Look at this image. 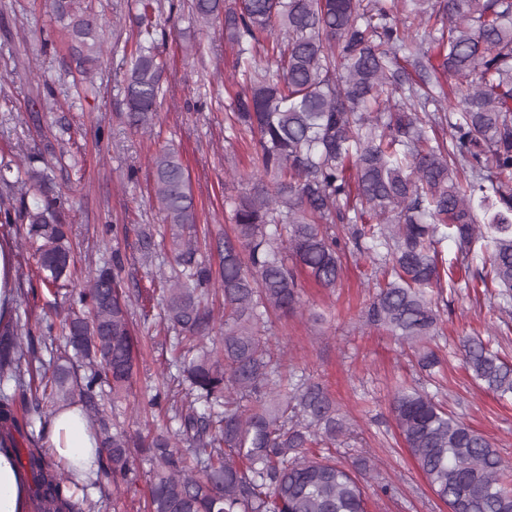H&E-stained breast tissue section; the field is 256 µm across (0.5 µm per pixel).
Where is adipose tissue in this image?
<instances>
[{
    "label": "adipose tissue",
    "mask_w": 512,
    "mask_h": 512,
    "mask_svg": "<svg viewBox=\"0 0 512 512\" xmlns=\"http://www.w3.org/2000/svg\"><path fill=\"white\" fill-rule=\"evenodd\" d=\"M49 456L76 468L89 480L101 450L96 436L78 407H60L51 415L44 440ZM0 512H28L26 485L11 448L0 450Z\"/></svg>",
    "instance_id": "1"
}]
</instances>
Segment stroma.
<instances>
[{
  "label": "stroma",
  "instance_id": "stroma-1",
  "mask_svg": "<svg viewBox=\"0 0 512 512\" xmlns=\"http://www.w3.org/2000/svg\"><path fill=\"white\" fill-rule=\"evenodd\" d=\"M94 3L109 39L87 81L46 0H0V160H20L31 151L51 163L59 202L73 227L79 268L111 261L116 249L124 255L126 286L142 294L131 307L139 367L132 394L116 411L129 433L144 434L161 423L132 409L155 394L171 357L169 341L157 327L160 295L149 280L170 259L166 230L151 202L150 159L160 147L175 148L190 175L201 252L214 265L220 262L216 242L230 228L226 200L242 190L233 175L250 165L224 121V81L234 73L236 57L221 26L202 29L190 23V0H157L156 41L168 68L159 117L150 133L141 134L129 129L123 112L126 58L140 6L137 0ZM191 45L199 54H187ZM145 227L154 234L149 253L139 241ZM341 262L335 287L304 280L300 308L275 320L269 338L297 371L335 398L350 428L336 442L337 461L349 465L369 458L380 479L392 485L389 495H370L369 512H448L404 447L389 408L395 381L427 383L426 375L408 342L365 320L373 267L347 254ZM488 268L487 253L473 254L468 274L456 277L454 287L439 297L440 326L429 344L442 365L435 383L427 385L512 467V400L479 387L460 353L462 337L492 332L512 361V314H499L497 289L470 286ZM315 313L324 316L317 326L311 322Z\"/></svg>",
  "mask_w": 512,
  "mask_h": 512
}]
</instances>
